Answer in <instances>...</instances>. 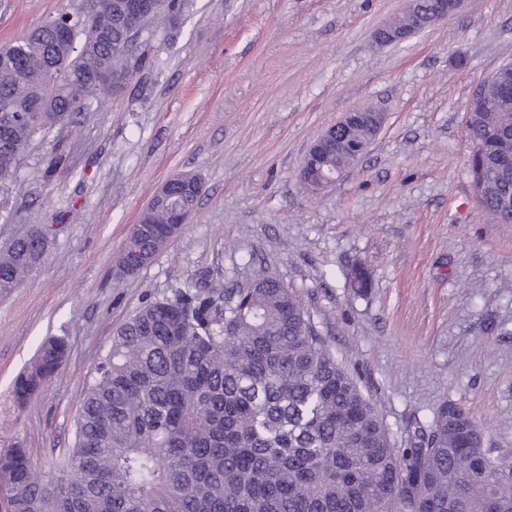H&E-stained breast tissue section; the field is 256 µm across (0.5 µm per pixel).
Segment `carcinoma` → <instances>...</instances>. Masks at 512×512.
Returning a JSON list of instances; mask_svg holds the SVG:
<instances>
[{"label":"carcinoma","mask_w":512,"mask_h":512,"mask_svg":"<svg viewBox=\"0 0 512 512\" xmlns=\"http://www.w3.org/2000/svg\"><path fill=\"white\" fill-rule=\"evenodd\" d=\"M126 0L44 23L0 50V181L34 136L118 93L146 62L154 19L179 9L153 0L132 32ZM490 110L468 113L481 135L470 167L481 203L512 224V94L487 86ZM27 109L36 123L17 115ZM372 128L355 122L322 147L326 175L362 156ZM170 209L149 204L117 260L121 276L169 241ZM38 224L0 252V295L40 263ZM64 336L43 340L14 383L25 405L62 365ZM460 407L444 403L408 447L394 448L372 401L330 352L310 315L277 277L249 286L191 285L143 305L94 364L58 462L75 480L49 481L25 448L0 452L9 512H512V464L486 448Z\"/></svg>","instance_id":"1"}]
</instances>
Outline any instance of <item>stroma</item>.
<instances>
[{
  "label": "stroma",
  "mask_w": 512,
  "mask_h": 512,
  "mask_svg": "<svg viewBox=\"0 0 512 512\" xmlns=\"http://www.w3.org/2000/svg\"><path fill=\"white\" fill-rule=\"evenodd\" d=\"M88 3L0 0V46ZM405 4L188 0L157 23L150 68L34 138L0 184V249L35 224L55 233L26 283L0 296V448H28L55 475L94 361L145 301L267 271L299 296L394 447L450 402L486 447L512 450V224L476 202L466 114L512 63V0H465L448 21L373 47V30ZM359 106L384 113L379 134L311 194L298 177L307 150ZM57 151L69 165L46 175ZM179 173L203 185L189 222L115 279L131 226ZM358 266L364 295L350 285ZM49 336L67 337V357L18 407L14 381Z\"/></svg>",
  "instance_id": "1"
}]
</instances>
